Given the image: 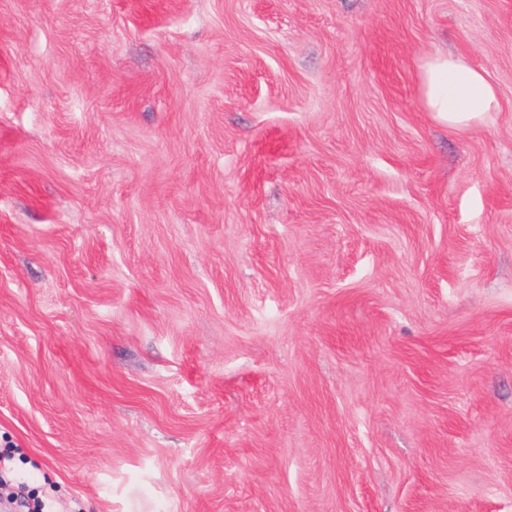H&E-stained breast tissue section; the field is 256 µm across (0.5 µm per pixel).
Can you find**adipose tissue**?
Returning <instances> with one entry per match:
<instances>
[{
    "mask_svg": "<svg viewBox=\"0 0 512 512\" xmlns=\"http://www.w3.org/2000/svg\"><path fill=\"white\" fill-rule=\"evenodd\" d=\"M418 86L426 112L453 130L481 125L499 109L497 92L483 72L448 53L424 58Z\"/></svg>",
    "mask_w": 512,
    "mask_h": 512,
    "instance_id": "1",
    "label": "adipose tissue"
}]
</instances>
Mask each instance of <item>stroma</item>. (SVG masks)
Returning a JSON list of instances; mask_svg holds the SVG:
<instances>
[{
    "label": "stroma",
    "instance_id": "1",
    "mask_svg": "<svg viewBox=\"0 0 512 512\" xmlns=\"http://www.w3.org/2000/svg\"><path fill=\"white\" fill-rule=\"evenodd\" d=\"M3 452L29 512H512V0H0ZM418 86L426 112L449 129H471L499 111L497 92L483 72L448 53L424 58Z\"/></svg>",
    "mask_w": 512,
    "mask_h": 512
}]
</instances>
